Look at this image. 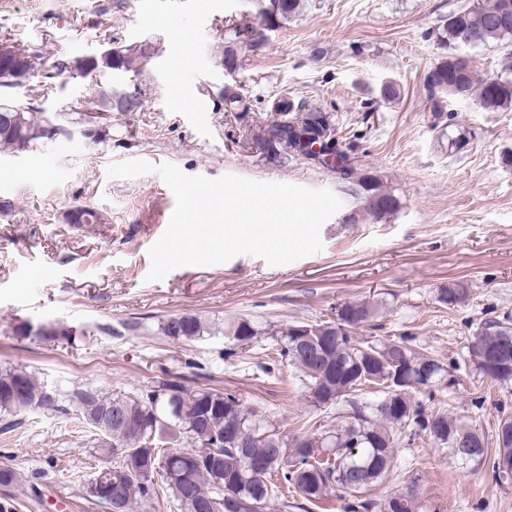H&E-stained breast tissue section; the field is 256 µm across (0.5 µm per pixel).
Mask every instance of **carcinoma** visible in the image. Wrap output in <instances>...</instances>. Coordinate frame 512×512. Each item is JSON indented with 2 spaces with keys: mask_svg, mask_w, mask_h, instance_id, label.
<instances>
[{
  "mask_svg": "<svg viewBox=\"0 0 512 512\" xmlns=\"http://www.w3.org/2000/svg\"><path fill=\"white\" fill-rule=\"evenodd\" d=\"M256 2L252 31L279 26L300 6V0ZM435 36L452 54L428 73L430 95L472 98L485 112L512 107V76L480 79L466 58L454 54L461 47L511 41L512 0H476L450 13ZM150 53L149 44L131 45L115 51L113 61L100 54L61 57L50 69L58 76L77 78L88 62L101 73L130 72ZM39 76L52 78L36 63L22 82L0 80V114L10 118L8 124H0V152L26 151L51 139L45 129L49 116L38 101L17 105L12 100L14 90ZM98 98L108 112L114 106L127 112L137 105L127 98L112 100L110 86L98 90ZM224 105L226 112L246 111L240 87L224 86ZM275 111L277 119L260 127L269 136L266 157L273 160L307 157L316 140L309 139L305 147L301 136L319 127L337 135L330 112L307 110L285 100ZM336 156L344 169L339 178L361 188L364 216L379 222L397 211V197L374 178L359 174L345 151H336ZM468 296L465 284L453 283L440 289L438 301L455 308ZM375 317L372 302H347L338 308L336 320L313 325L316 338L309 346L296 345L293 324L280 329L276 338L271 360L281 359L300 370L312 402L348 408V420L334 431L283 436L233 393L172 382L143 396H109L90 386L57 384L53 403L43 407L45 380L23 369L0 371V410L16 415H72L95 431L94 452L103 466L90 479L89 491L111 512H134V505L162 496L178 512H267L276 497L284 509L303 508L288 501L290 493L308 503L334 496L342 502L343 512H415L416 477L409 480L404 494L372 499L364 492L388 477L396 445L421 434L447 448L458 464L473 471L489 467L497 482H509V476L501 474V463L512 466V416L499 421L497 448L489 453L475 427L425 405L453 385L448 380L453 364H444L406 336L358 335ZM162 332L188 342L203 335L206 326L195 316L174 315L163 322ZM258 335L248 319L232 322L227 330L236 347L251 344ZM468 358L482 377L512 384V328L499 322L483 325L472 337ZM368 383L385 385L388 393L377 401L363 400L359 393ZM109 407L121 420L106 417ZM19 478L12 464L0 461V487H12Z\"/></svg>",
  "mask_w": 512,
  "mask_h": 512,
  "instance_id": "1",
  "label": "carcinoma"
}]
</instances>
